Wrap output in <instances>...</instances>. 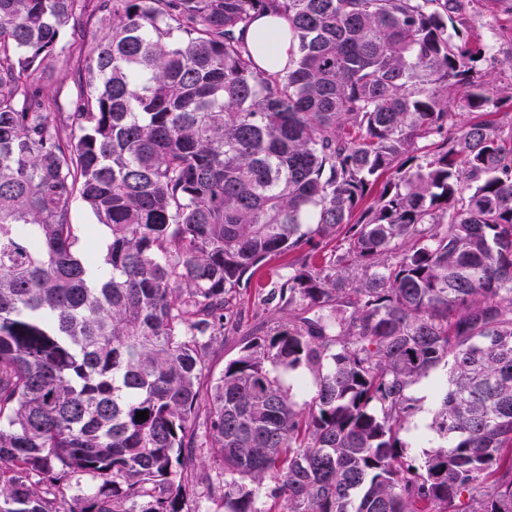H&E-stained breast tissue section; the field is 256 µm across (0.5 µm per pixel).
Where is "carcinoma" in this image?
I'll list each match as a JSON object with an SVG mask.
<instances>
[{
    "label": "carcinoma",
    "instance_id": "1",
    "mask_svg": "<svg viewBox=\"0 0 512 512\" xmlns=\"http://www.w3.org/2000/svg\"><path fill=\"white\" fill-rule=\"evenodd\" d=\"M86 2L0 0V512H189L194 480L229 512H512V131L448 137L482 54L448 31L465 0H97L107 36L49 112L43 63ZM263 14L288 24L280 71L244 41ZM305 246L267 303L353 310L202 386L227 295ZM441 364L447 444L412 460L406 390ZM71 222L75 224L76 234L79 237V246H85V230L89 225L97 224L94 215L87 209L79 199L70 203Z\"/></svg>",
    "mask_w": 512,
    "mask_h": 512
}]
</instances>
